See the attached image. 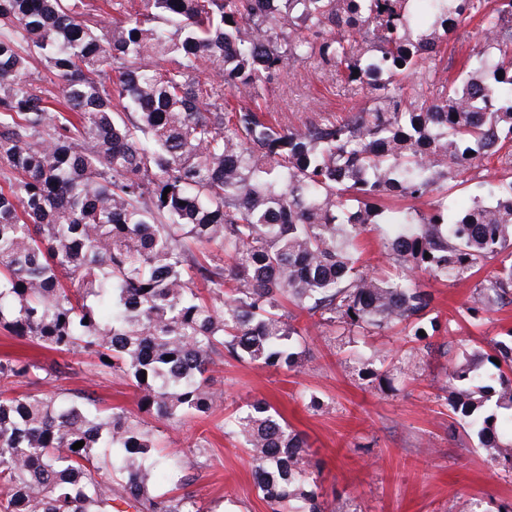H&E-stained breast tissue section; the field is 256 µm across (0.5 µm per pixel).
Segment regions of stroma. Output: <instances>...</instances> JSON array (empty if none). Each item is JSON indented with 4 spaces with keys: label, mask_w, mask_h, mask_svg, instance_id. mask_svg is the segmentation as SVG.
Instances as JSON below:
<instances>
[{
    "label": "stroma",
    "mask_w": 512,
    "mask_h": 512,
    "mask_svg": "<svg viewBox=\"0 0 512 512\" xmlns=\"http://www.w3.org/2000/svg\"><path fill=\"white\" fill-rule=\"evenodd\" d=\"M283 123L301 126L319 108L343 113L351 107L343 82L311 63L290 66L262 83ZM475 280L427 281L433 310L448 321V337L463 349L486 347L512 327V311L474 327L461 318ZM301 366L264 369L228 360L213 367L224 404L209 417L160 426L159 448L178 462L179 481L159 474L157 492L192 496L205 512H270L242 447L224 433L225 417L263 399L302 433L320 463L319 481L327 500L346 512H469L480 501L484 512L512 505V478H504L476 438L448 430V355L419 351L416 376L397 375L392 385L363 377L357 355L399 365L407 345L389 331L373 336L312 334ZM27 353L43 363L68 362L74 373L55 386L70 396L84 394L103 408L137 410L129 382L101 373L88 354L63 355L31 349L0 329V356ZM204 438L205 452L193 444Z\"/></svg>",
    "instance_id": "stroma-1"
}]
</instances>
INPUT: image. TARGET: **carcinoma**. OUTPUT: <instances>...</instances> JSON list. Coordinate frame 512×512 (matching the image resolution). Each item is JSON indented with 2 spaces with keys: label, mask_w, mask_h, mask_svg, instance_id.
<instances>
[{
  "label": "carcinoma",
  "mask_w": 512,
  "mask_h": 512,
  "mask_svg": "<svg viewBox=\"0 0 512 512\" xmlns=\"http://www.w3.org/2000/svg\"><path fill=\"white\" fill-rule=\"evenodd\" d=\"M135 2L0 0V328L87 352L139 397L135 415L51 390L0 394V512H112L116 499L204 512L153 492L155 470L177 471L141 415H209L215 359L291 369L302 316L398 328L430 349L448 329L421 276L485 271L465 307L476 325L512 305V0ZM475 18L471 69L438 78L441 47ZM36 62L59 94L28 80ZM298 62L343 74L371 105L294 128L268 101L224 102L226 87L259 99V83ZM493 158L503 178L450 209L448 192ZM380 224L393 225L385 277L359 257ZM505 336L450 363L448 401L511 478ZM71 370L7 357L0 382ZM225 430L270 512H328L319 462L266 401Z\"/></svg>",
  "instance_id": "obj_1"
}]
</instances>
